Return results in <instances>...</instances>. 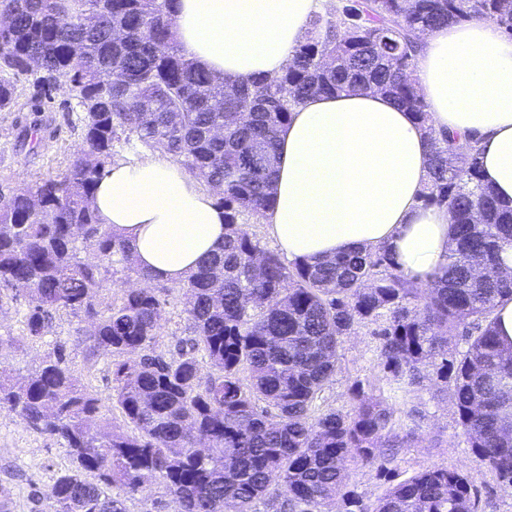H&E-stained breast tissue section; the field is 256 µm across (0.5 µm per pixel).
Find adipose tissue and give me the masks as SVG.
<instances>
[{
    "mask_svg": "<svg viewBox=\"0 0 512 512\" xmlns=\"http://www.w3.org/2000/svg\"><path fill=\"white\" fill-rule=\"evenodd\" d=\"M322 0H176L179 50L216 76L241 81L283 71ZM413 79L429 125L478 141L481 178L512 205V38L474 20L421 37ZM414 113L378 91L315 95L279 134L267 231L292 260L352 246L388 249L425 280L445 265L447 209L420 199L428 147ZM100 223L112 225L154 280L185 281L224 245V211L163 155L116 161L97 183Z\"/></svg>",
    "mask_w": 512,
    "mask_h": 512,
    "instance_id": "ef3b65f1",
    "label": "adipose tissue"
}]
</instances>
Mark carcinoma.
I'll use <instances>...</instances> for the list:
<instances>
[{"label": "carcinoma", "instance_id": "obj_1", "mask_svg": "<svg viewBox=\"0 0 512 512\" xmlns=\"http://www.w3.org/2000/svg\"><path fill=\"white\" fill-rule=\"evenodd\" d=\"M472 20L512 37V0H340L280 75L229 83L180 53L174 0H0V112L14 104L13 77L36 61L35 84L67 90L82 113L66 168L0 196V303L24 292L31 338L58 311L89 322L87 360L112 358L123 417L101 413L61 345L22 382L0 381V408L72 457L43 494L44 512H126L150 478L178 512H334L338 496L342 512H478L468 475L445 466L373 504L341 493L348 462L382 469L390 450L410 446L424 418L413 398L433 375L443 383L434 396L450 392L456 434L512 493V351L494 317L512 300L501 262L512 209L482 185L472 139L427 129L423 201L448 209L453 235L447 266L425 287L386 249L288 262L240 223L270 209L278 132L308 97L374 86L425 124L411 79L420 36ZM243 97L267 108L241 112ZM155 148L218 192L225 224L221 251L161 295L92 206L108 160ZM82 244L97 261L80 260ZM126 272L146 287L98 307L108 276ZM171 293L190 338L167 358L155 344ZM357 325L373 326L388 398L356 383L352 412L325 409L341 338ZM450 336L464 347L448 351ZM200 353L215 371L206 381Z\"/></svg>", "mask_w": 512, "mask_h": 512}]
</instances>
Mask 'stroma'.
Masks as SVG:
<instances>
[{
	"label": "stroma",
	"mask_w": 512,
	"mask_h": 512,
	"mask_svg": "<svg viewBox=\"0 0 512 512\" xmlns=\"http://www.w3.org/2000/svg\"><path fill=\"white\" fill-rule=\"evenodd\" d=\"M16 103L0 112V193L64 169L80 144L75 102L61 90L40 91L33 74L14 79ZM25 298L0 303V378L20 381L56 345H63L67 362L81 385L98 398L103 413L112 411V365L109 357L85 361L84 325L60 313L43 336H26ZM371 327L359 326L344 339L337 370L325 390L329 407L351 411L350 387L362 382L366 396L379 397L382 375ZM423 427L412 447L402 449L389 470L349 465L346 484L365 502L376 500L389 486L415 472L445 466L466 473L479 491L478 512H512V495L501 491L494 473L480 464L464 439L454 436L455 408L449 397L434 399L429 390L417 393ZM72 466L62 441L38 433L12 410L0 409V486L8 488L12 512H39L36 502Z\"/></svg>",
	"instance_id": "1"
}]
</instances>
